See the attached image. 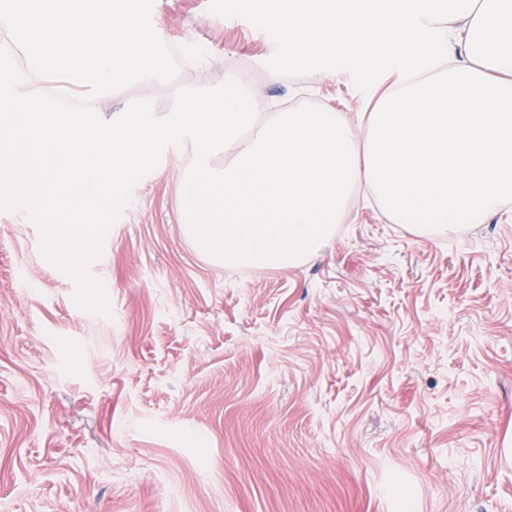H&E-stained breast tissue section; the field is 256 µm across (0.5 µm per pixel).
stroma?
<instances>
[{"label":"stroma","mask_w":512,"mask_h":512,"mask_svg":"<svg viewBox=\"0 0 512 512\" xmlns=\"http://www.w3.org/2000/svg\"><path fill=\"white\" fill-rule=\"evenodd\" d=\"M209 0H155L169 42L269 111L358 120L382 75L269 72L273 39ZM171 146L87 265L108 314L0 209V512H512V201L445 236L358 192L325 248L249 274L180 220Z\"/></svg>","instance_id":"stroma-1"}]
</instances>
